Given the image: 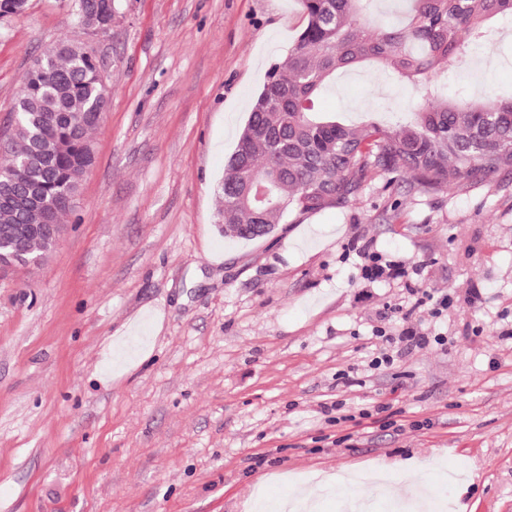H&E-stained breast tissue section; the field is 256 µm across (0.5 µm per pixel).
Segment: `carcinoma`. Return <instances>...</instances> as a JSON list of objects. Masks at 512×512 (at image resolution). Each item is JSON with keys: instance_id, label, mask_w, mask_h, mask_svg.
I'll return each mask as SVG.
<instances>
[{"instance_id": "1", "label": "carcinoma", "mask_w": 512, "mask_h": 512, "mask_svg": "<svg viewBox=\"0 0 512 512\" xmlns=\"http://www.w3.org/2000/svg\"><path fill=\"white\" fill-rule=\"evenodd\" d=\"M28 0H0V20L26 10ZM307 26L288 57L275 64L255 98L237 146L224 168L219 211L224 223L254 240L258 186L268 195L262 223L276 228L291 215L343 207L356 200L369 174L384 170L436 190L488 182L512 171V95L448 99L440 78L470 69L474 51L494 40L495 24L512 17V0H405V19L376 24L362 12L365 0H300ZM75 21L98 30L115 17L118 0H70ZM50 60L34 64L18 95V114L0 149L13 158L0 190L32 187L52 203V223L62 225L94 150L106 88L89 46L53 42ZM379 66L411 86L410 117L392 123L352 122L318 107L336 77ZM55 164L44 173L31 159L40 145ZM37 209L19 211L0 194V232L40 224ZM52 241L31 237L23 259L48 257Z\"/></svg>"}]
</instances>
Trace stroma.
<instances>
[{
	"label": "stroma",
	"instance_id": "stroma-1",
	"mask_svg": "<svg viewBox=\"0 0 512 512\" xmlns=\"http://www.w3.org/2000/svg\"><path fill=\"white\" fill-rule=\"evenodd\" d=\"M306 25L298 0H121L104 35L67 0L0 21V134L57 39L92 43L108 91L64 236L0 273V512H252L379 467L417 470L432 512H512V173L428 192L376 174L268 237L220 230L224 166ZM507 26L449 98L512 91ZM412 105L368 67L322 100L354 121ZM366 249L409 276L361 279ZM418 288L454 302L431 315ZM409 326L428 344L373 368L376 329Z\"/></svg>",
	"mask_w": 512,
	"mask_h": 512
}]
</instances>
